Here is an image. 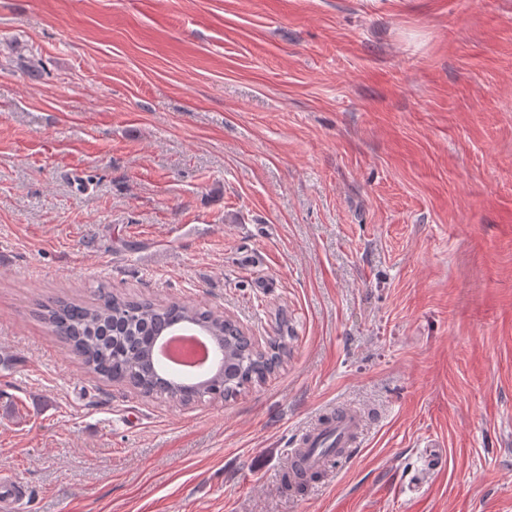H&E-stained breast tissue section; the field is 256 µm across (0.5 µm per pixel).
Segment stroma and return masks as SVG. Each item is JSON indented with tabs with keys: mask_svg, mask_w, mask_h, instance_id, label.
Wrapping results in <instances>:
<instances>
[{
	"mask_svg": "<svg viewBox=\"0 0 512 512\" xmlns=\"http://www.w3.org/2000/svg\"><path fill=\"white\" fill-rule=\"evenodd\" d=\"M101 284L288 349L142 396L39 315ZM1 353L26 512H512V0H0ZM288 336H280L274 349L245 350L243 347L239 353L228 362H224V379L219 388L223 398L235 395L241 388L265 379L264 371H269L276 359H280L282 349L286 348ZM363 427L362 414L354 407L337 409L336 413L323 418L300 437V448L315 447L307 459L308 465L314 470H322L335 458L336 460L348 456L355 458L360 450L359 438ZM325 436H328L332 443L324 446L327 448H321ZM333 443H336V448ZM319 448L322 449V455L332 456L336 452V457L322 456Z\"/></svg>",
	"mask_w": 512,
	"mask_h": 512,
	"instance_id": "stroma-1",
	"label": "stroma"
}]
</instances>
